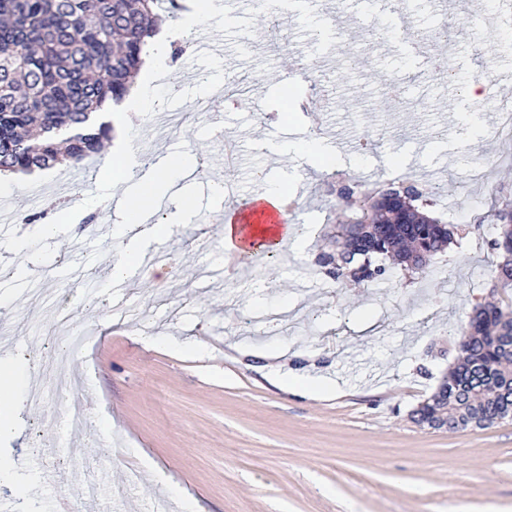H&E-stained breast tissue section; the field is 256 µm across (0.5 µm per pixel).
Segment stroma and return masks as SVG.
<instances>
[{"label":"stroma","instance_id":"stroma-1","mask_svg":"<svg viewBox=\"0 0 512 512\" xmlns=\"http://www.w3.org/2000/svg\"><path fill=\"white\" fill-rule=\"evenodd\" d=\"M446 2L456 34L427 42V52L450 65L462 50L476 60L451 79L417 71L399 49L429 32L434 0H418L394 38L356 25L347 0H322L321 14L297 26L289 12L259 10L248 50L233 19L236 0H217L199 29L220 32L223 58L179 53L170 72L178 89L164 112L142 115L131 129L147 163L173 143L203 162V178L181 180L150 215L151 223H167L186 197L201 218L199 229L160 243L180 274L149 273L114 291L94 272L111 268L120 241L94 237L80 208L59 216L56 237L32 236L24 218L49 201L105 194L98 181L104 154L85 163L86 183L58 180L50 169L0 192L11 214L0 228V319L12 326L0 334V362L48 390L29 359L50 364L46 333L70 312L90 332L70 374L92 417L76 433L49 391L42 406L16 403L11 428L0 432V512H175L176 496L200 512H512V420L449 431L412 416L457 363V332L489 296L499 261L489 247L498 232L495 201L512 197V150L463 123L444 124L451 112L491 122L512 99V52L503 49L512 33L470 27L468 15L454 10L457 0ZM328 21L334 38L318 42L315 29ZM295 63L304 79L294 90L323 113L328 143L353 180H385L377 165L393 155L425 187L473 183L475 169L491 166L490 183L475 185L472 196L436 197L432 216L469 231L425 273L396 268L389 280L363 288L336 286L321 272L316 258L342 217L325 184L331 172L311 173L303 160L269 149L312 134L305 113L288 122L271 116L286 90L281 74ZM488 68L499 74L489 92L466 96L465 86ZM188 71L210 84L235 76L263 95V111L221 102L200 113L195 94L180 86ZM409 78L416 90L395 95L393 84ZM272 184L295 190L288 221L312 225V233L262 259L261 271L246 263L233 279L201 285V275L225 261L215 203ZM77 238L88 240L87 251L73 250ZM20 266L29 274L16 276ZM158 333L182 349L151 344ZM291 375L322 378L331 389L312 396L281 385ZM97 414L110 417V430L94 422ZM130 472L137 483L127 482ZM89 479L99 486L94 502L80 492Z\"/></svg>","mask_w":512,"mask_h":512}]
</instances>
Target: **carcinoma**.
Instances as JSON below:
<instances>
[{
  "label": "carcinoma",
  "mask_w": 512,
  "mask_h": 512,
  "mask_svg": "<svg viewBox=\"0 0 512 512\" xmlns=\"http://www.w3.org/2000/svg\"><path fill=\"white\" fill-rule=\"evenodd\" d=\"M161 0H0V175L31 173L57 166L79 168L99 152L112 132L105 106L129 93L142 65L147 39L157 33ZM330 191L349 212L338 226L336 250L323 251L318 265L340 286L347 280L366 286L388 280L383 263L415 258L422 271L431 257L454 242V231L438 219L395 224L393 213L375 209L390 193H408L409 208L426 209L428 195L403 181L363 186L344 178ZM500 236L491 241L502 261L497 287L512 288V199L498 209ZM465 353L437 390L414 411L420 424L437 413L458 427L486 428L512 416V396L499 393L512 383L509 343L512 297L480 302L458 331Z\"/></svg>",
  "instance_id": "obj_1"
}]
</instances>
